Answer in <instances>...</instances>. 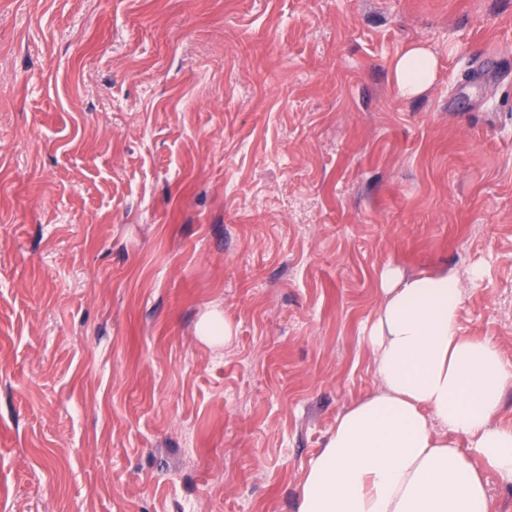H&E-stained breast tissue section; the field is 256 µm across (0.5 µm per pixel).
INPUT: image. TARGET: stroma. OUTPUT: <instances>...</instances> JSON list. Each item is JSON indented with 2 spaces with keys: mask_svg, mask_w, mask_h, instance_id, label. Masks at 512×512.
Listing matches in <instances>:
<instances>
[{
  "mask_svg": "<svg viewBox=\"0 0 512 512\" xmlns=\"http://www.w3.org/2000/svg\"><path fill=\"white\" fill-rule=\"evenodd\" d=\"M390 266L512 362V0H0V512H297ZM436 66L435 56L422 47L408 49L392 64L399 89L409 97L418 95L433 82Z\"/></svg>",
  "mask_w": 512,
  "mask_h": 512,
  "instance_id": "35a3bbf8",
  "label": "stroma"
}]
</instances>
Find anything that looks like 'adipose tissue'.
Segmentation results:
<instances>
[{
  "label": "adipose tissue",
  "instance_id": "1",
  "mask_svg": "<svg viewBox=\"0 0 512 512\" xmlns=\"http://www.w3.org/2000/svg\"><path fill=\"white\" fill-rule=\"evenodd\" d=\"M413 47L393 64L403 95L436 77ZM382 302L367 341L379 387L336 419L301 484L297 512H491L464 447L512 483V426L497 423L512 362L485 339L459 333L455 273L381 276Z\"/></svg>",
  "mask_w": 512,
  "mask_h": 512
}]
</instances>
